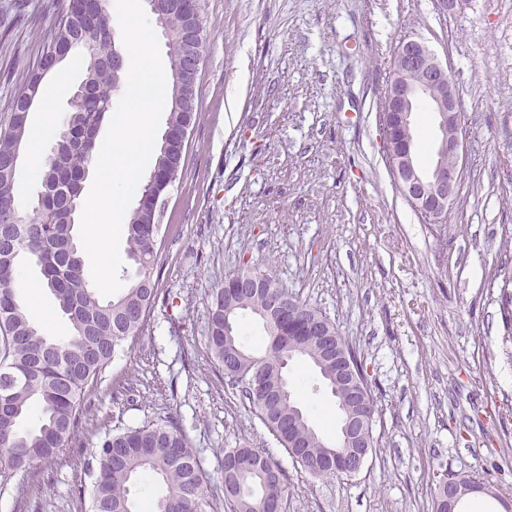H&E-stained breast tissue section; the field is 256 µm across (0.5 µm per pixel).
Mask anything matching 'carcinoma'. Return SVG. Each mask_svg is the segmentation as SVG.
<instances>
[{
	"instance_id": "1",
	"label": "carcinoma",
	"mask_w": 512,
	"mask_h": 512,
	"mask_svg": "<svg viewBox=\"0 0 512 512\" xmlns=\"http://www.w3.org/2000/svg\"><path fill=\"white\" fill-rule=\"evenodd\" d=\"M82 0H69L48 26L42 55L49 58L57 50L80 48L84 52L85 77L82 86L68 101V115L59 131H69L67 145L48 158L42 173L52 179L37 196L32 215H19L15 196L17 170L13 169L16 145L25 141L27 120L21 107L28 92L39 95L48 71L36 65L23 71L22 86L10 106L7 127L0 129V382L5 375L16 376L9 391L11 416L0 419V485L36 462L58 457L74 434L82 407L102 373L129 339L142 331L158 298L154 274L164 243L151 199L165 197L182 173L186 162V142L180 136L161 139L155 159V178L139 186L143 202L131 210L126 223L127 256L135 265L129 285L116 298L100 300L88 286V271L82 245L73 235L74 215L81 206L84 175L96 161L99 133L114 112L112 87L118 74L112 69L107 49L116 38V29L107 10H84ZM192 5L168 20L171 37L167 43L171 75L170 97L179 94L176 68L183 53L181 37ZM89 34L91 41L73 45ZM198 113L189 108L169 111L167 127L181 131L194 125ZM40 267L42 283L55 296L67 317L71 332L53 337L43 334L33 312L15 289L17 266L22 256ZM270 287L247 297L224 286L211 290L208 320L210 351L228 378L239 390L257 418L270 433H293L304 446V457L295 460L314 477H343L349 466L342 459L327 469L315 463L336 449L325 447L311 426L296 424L303 412L283 401L269 411L264 398L267 389L281 383L283 363L288 353L307 349L305 359L318 355V348L302 339L305 317L315 310L293 299L288 307L291 325H281L270 336L268 352L251 357L238 334L224 335V321L235 323L248 310L260 315L267 297L278 291L280 282L269 279ZM40 424L26 429L23 424L33 409ZM242 451L260 460L252 471H234L224 479V500L232 512H266L270 501L286 492L288 477L281 466L265 453L243 447ZM86 470L92 477L90 512H136L130 486L141 473L162 480L165 494L148 505V512H201L208 493V478L196 449L178 422L169 418L135 430L114 429L104 434L91 452Z\"/></svg>"
}]
</instances>
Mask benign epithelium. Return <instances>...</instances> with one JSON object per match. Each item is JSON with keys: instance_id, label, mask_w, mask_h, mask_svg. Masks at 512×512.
<instances>
[{"instance_id": "obj_1", "label": "benign epithelium", "mask_w": 512, "mask_h": 512, "mask_svg": "<svg viewBox=\"0 0 512 512\" xmlns=\"http://www.w3.org/2000/svg\"><path fill=\"white\" fill-rule=\"evenodd\" d=\"M149 14L169 36L166 16L182 7L183 0H144ZM203 68V55L195 48L186 53L179 72L184 97H198L199 80ZM386 99L400 113L402 138L393 133L388 115L380 116L384 138L386 161L395 184L427 224H443L450 208L459 195L467 156L466 135L461 124L460 97L453 83L451 70L438 62L435 55L419 40L408 38L397 48L392 66V78ZM429 101L435 116L440 137L434 144L437 161L433 168L424 171L417 163L409 131L413 114L420 100ZM266 278L253 271L239 273L235 284L242 293H248ZM321 323L313 327L314 337L322 346V354L336 361V385L345 387L349 406L343 412L336 447L347 449L359 472L367 460L366 449L375 444L374 426L376 407L371 400L366 378L359 370L354 357L341 343L338 336L322 335ZM448 512H457L459 503L471 493H490V490L474 479L463 485L458 480L447 482Z\"/></svg>"}]
</instances>
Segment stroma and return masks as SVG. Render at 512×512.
<instances>
[{
	"label": "stroma",
	"mask_w": 512,
	"mask_h": 512,
	"mask_svg": "<svg viewBox=\"0 0 512 512\" xmlns=\"http://www.w3.org/2000/svg\"><path fill=\"white\" fill-rule=\"evenodd\" d=\"M208 39L186 166L161 217L160 295L105 370L67 447L11 480L0 512H88L84 464L105 432L174 418L224 504V451L252 446L286 471L285 512H431L438 475L490 471L512 504V326L500 311L512 262V0H200ZM51 0H0V126L37 64ZM424 42L450 65L468 141L461 193L423 223L387 166L379 112L394 54ZM82 69L62 65L50 106L62 125ZM269 271L360 352L376 398V446L351 477L304 472L211 357V288ZM291 389L336 437V402L307 362Z\"/></svg>",
	"instance_id": "obj_1"
}]
</instances>
